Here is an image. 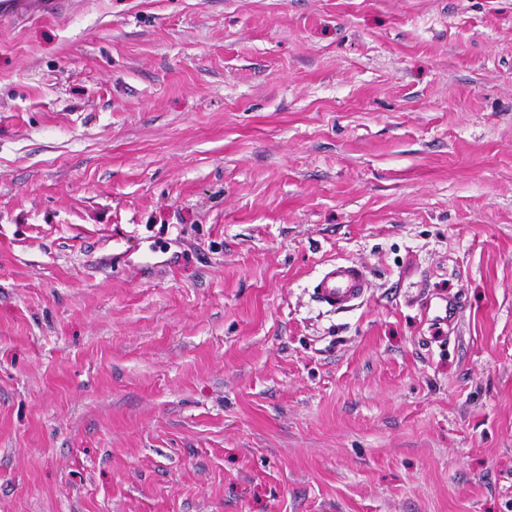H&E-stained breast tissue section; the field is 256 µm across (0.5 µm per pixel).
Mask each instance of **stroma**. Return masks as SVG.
Instances as JSON below:
<instances>
[{"mask_svg":"<svg viewBox=\"0 0 512 512\" xmlns=\"http://www.w3.org/2000/svg\"><path fill=\"white\" fill-rule=\"evenodd\" d=\"M0 512H512V0L0 26ZM367 270L353 262L326 265L311 288L316 301L331 310H349L356 306L368 289Z\"/></svg>","mask_w":512,"mask_h":512,"instance_id":"obj_1","label":"stroma"}]
</instances>
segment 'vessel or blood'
<instances>
[{"label": "vessel or blood", "mask_w": 512, "mask_h": 512, "mask_svg": "<svg viewBox=\"0 0 512 512\" xmlns=\"http://www.w3.org/2000/svg\"><path fill=\"white\" fill-rule=\"evenodd\" d=\"M75 8V0H0V24L64 15ZM312 288L318 303L333 310H348L367 292V271L353 262H333L323 268Z\"/></svg>", "instance_id": "1"}]
</instances>
